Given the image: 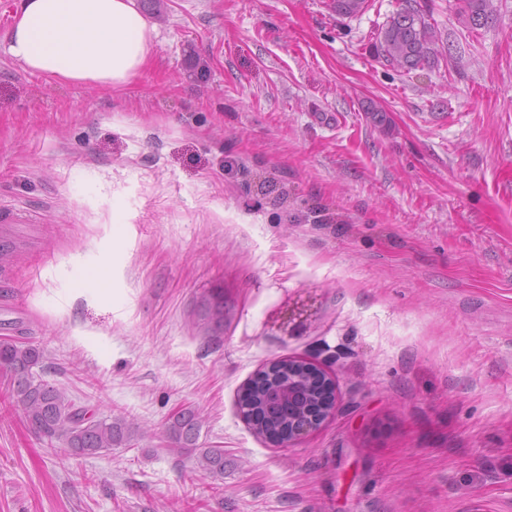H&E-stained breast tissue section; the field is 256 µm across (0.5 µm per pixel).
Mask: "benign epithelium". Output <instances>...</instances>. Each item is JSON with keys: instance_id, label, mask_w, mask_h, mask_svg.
Masks as SVG:
<instances>
[{"instance_id": "7a95c632", "label": "benign epithelium", "mask_w": 512, "mask_h": 512, "mask_svg": "<svg viewBox=\"0 0 512 512\" xmlns=\"http://www.w3.org/2000/svg\"><path fill=\"white\" fill-rule=\"evenodd\" d=\"M263 402L288 412V427L276 438L292 447L320 429L338 409V386L319 364L302 357L288 358V384L260 387Z\"/></svg>"}]
</instances>
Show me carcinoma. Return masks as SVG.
<instances>
[{"label": "carcinoma", "instance_id": "1", "mask_svg": "<svg viewBox=\"0 0 512 512\" xmlns=\"http://www.w3.org/2000/svg\"><path fill=\"white\" fill-rule=\"evenodd\" d=\"M459 14L469 29L485 27L496 16L497 0H457ZM368 7V0H330V8L342 18H355ZM376 51L384 61L406 73L439 64L447 52L440 32L412 3L402 0L399 9L379 27ZM205 310L211 322L224 326V298L205 300ZM44 357L34 344L10 338L0 340V369L11 375V399L25 421L52 446L59 442L78 456L96 455L114 448L132 447L141 437L138 423L124 416L96 418L75 403L59 388L33 373ZM287 418L276 409L258 422L269 435L281 431ZM205 422L202 411L188 405L173 413L164 424L165 433L176 452L194 461L204 474L224 477V449L203 448L199 444Z\"/></svg>", "mask_w": 512, "mask_h": 512}]
</instances>
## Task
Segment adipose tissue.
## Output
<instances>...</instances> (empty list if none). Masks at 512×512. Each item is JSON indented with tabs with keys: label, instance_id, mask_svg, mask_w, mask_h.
Masks as SVG:
<instances>
[{
	"label": "adipose tissue",
	"instance_id": "obj_1",
	"mask_svg": "<svg viewBox=\"0 0 512 512\" xmlns=\"http://www.w3.org/2000/svg\"><path fill=\"white\" fill-rule=\"evenodd\" d=\"M9 53L48 81L119 90L152 61L134 0H21Z\"/></svg>",
	"mask_w": 512,
	"mask_h": 512
}]
</instances>
